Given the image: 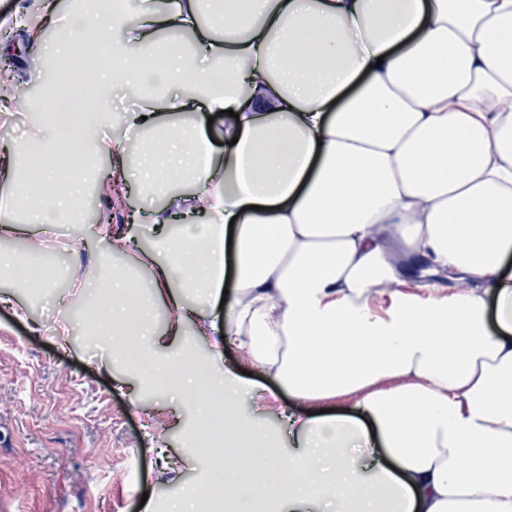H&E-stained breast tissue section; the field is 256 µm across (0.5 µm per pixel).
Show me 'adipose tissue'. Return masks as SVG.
Masks as SVG:
<instances>
[{
    "mask_svg": "<svg viewBox=\"0 0 512 512\" xmlns=\"http://www.w3.org/2000/svg\"><path fill=\"white\" fill-rule=\"evenodd\" d=\"M80 0L73 14L112 63L67 80L22 142L42 184L8 170L0 240L22 225L69 224L84 194L59 185L56 159L80 147L98 184L122 138L104 140L114 86L174 80L122 114L141 134L123 180L151 195L197 186L204 221L183 215L155 253L149 297L109 270L131 239L111 225L71 240L88 252L78 284L107 281L99 340L154 362L196 317L187 290L220 300L221 343L242 349L289 395L345 414L289 416L298 465L265 467L264 435L224 404L223 379L196 378L202 421L224 420L235 453L217 471L251 474L289 512H512V0ZM190 32L185 54L161 30ZM93 107L65 137L54 112ZM225 111L208 127L199 106ZM451 272L448 294L420 296L404 260ZM163 305L164 329L147 304Z\"/></svg>",
    "mask_w": 512,
    "mask_h": 512,
    "instance_id": "1",
    "label": "adipose tissue"
}]
</instances>
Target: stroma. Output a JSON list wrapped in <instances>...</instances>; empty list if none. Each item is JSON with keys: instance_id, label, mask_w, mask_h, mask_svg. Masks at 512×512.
I'll use <instances>...</instances> for the list:
<instances>
[{"instance_id": "35a3bbf8", "label": "stroma", "mask_w": 512, "mask_h": 512, "mask_svg": "<svg viewBox=\"0 0 512 512\" xmlns=\"http://www.w3.org/2000/svg\"><path fill=\"white\" fill-rule=\"evenodd\" d=\"M58 2L48 14L39 0H0V27L24 46L33 27H40L41 48L50 51L64 39L71 7V0ZM167 205L123 182L105 194L91 185L84 216L131 231L142 250L128 263L146 283L147 252L156 245L158 227L133 225L129 218L133 210ZM77 231L71 224L48 231L33 226L9 247L39 249L65 271L73 262L70 238ZM0 292L30 313L22 322L10 305H0V512H146L144 499L151 505L147 512H171L173 502L189 492L199 512H212V488L222 475L203 447L197 409L182 405L165 386L140 384L126 357L90 335L87 321L95 313L85 309L65 275L36 290L5 279ZM67 319L74 333L64 348L54 331ZM189 341L205 372L219 366L242 371L233 411L263 429L262 453L275 462L295 455L287 415L301 400L279 390L272 376L251 372L236 347L217 364L213 337L193 335Z\"/></svg>"}]
</instances>
